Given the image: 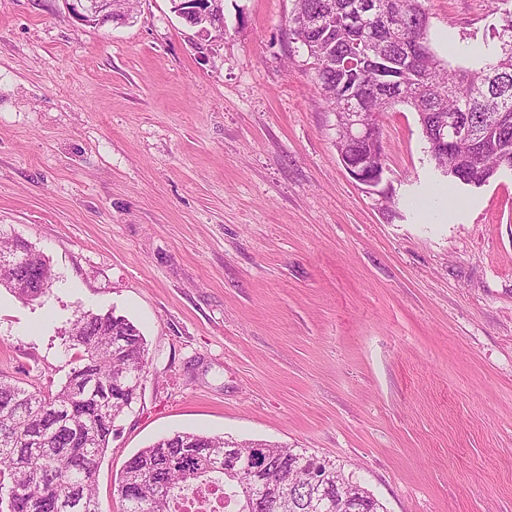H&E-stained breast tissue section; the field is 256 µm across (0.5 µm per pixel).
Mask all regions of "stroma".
Returning a JSON list of instances; mask_svg holds the SVG:
<instances>
[{"instance_id": "35a3bbf8", "label": "stroma", "mask_w": 512, "mask_h": 512, "mask_svg": "<svg viewBox=\"0 0 512 512\" xmlns=\"http://www.w3.org/2000/svg\"><path fill=\"white\" fill-rule=\"evenodd\" d=\"M427 7L454 66L500 23L498 0ZM292 10L224 0L205 37L171 0L102 27L0 0V231L53 274L32 302L0 288V379L64 383L81 312L140 329L152 374L98 464L104 512L127 460L184 431L336 461L386 512H512V171L450 189L400 104L395 202L367 193Z\"/></svg>"}]
</instances>
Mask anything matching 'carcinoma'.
Instances as JSON below:
<instances>
[{"label":"carcinoma","mask_w":512,"mask_h":512,"mask_svg":"<svg viewBox=\"0 0 512 512\" xmlns=\"http://www.w3.org/2000/svg\"><path fill=\"white\" fill-rule=\"evenodd\" d=\"M353 0H294L289 19L293 39L312 60L314 82L331 111L358 88L359 106L379 115L399 104L417 113L424 139L443 117L455 114L466 136L430 156L449 181L480 188L512 158V53L500 37L512 36V9H504L471 66H456L435 52L429 39L426 0H369L380 18L366 27L348 18ZM172 9L197 26L190 0H171ZM33 286L12 288L34 301L52 283L49 259L21 237L0 240V256L17 248ZM67 341L78 364L56 390H28L0 381V512H70L61 504L82 502L84 512H102L95 487L98 463L113 428L138 398L140 379L151 359L144 337L128 319L84 312L70 322ZM42 432L38 444L31 442ZM226 438L178 432L139 450L126 463L117 490L121 512H175L180 499L224 490V508L234 512H324L312 497L323 483L337 498L339 512H386L369 489L359 490L344 467L305 451L266 441H235L249 454L254 445L267 465L259 473L263 509L253 510L255 493L224 477L214 449Z\"/></svg>","instance_id":"obj_1"}]
</instances>
